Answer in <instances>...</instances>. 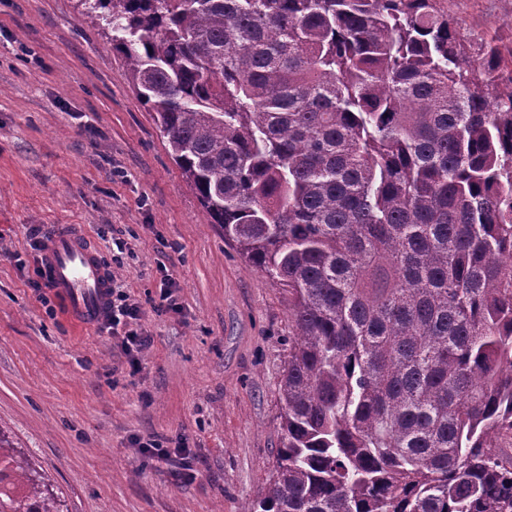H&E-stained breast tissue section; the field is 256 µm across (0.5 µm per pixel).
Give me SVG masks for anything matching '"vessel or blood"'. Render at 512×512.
Returning <instances> with one entry per match:
<instances>
[{
    "label": "vessel or blood",
    "instance_id": "vessel-or-blood-1",
    "mask_svg": "<svg viewBox=\"0 0 512 512\" xmlns=\"http://www.w3.org/2000/svg\"><path fill=\"white\" fill-rule=\"evenodd\" d=\"M45 278L66 304L76 323L89 327L104 312L112 272L81 231L59 228L51 232L42 252Z\"/></svg>",
    "mask_w": 512,
    "mask_h": 512
}]
</instances>
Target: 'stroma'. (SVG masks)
<instances>
[{"label":"stroma","mask_w":512,"mask_h":512,"mask_svg":"<svg viewBox=\"0 0 512 512\" xmlns=\"http://www.w3.org/2000/svg\"><path fill=\"white\" fill-rule=\"evenodd\" d=\"M446 4L512 45V0ZM60 224L141 303L137 365L39 301L38 243ZM289 342L287 295L207 222L102 24L78 0H0V427L67 512H242L279 445Z\"/></svg>","instance_id":"stroma-1"}]
</instances>
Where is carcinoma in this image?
I'll list each match as a JSON object with an SVG mask.
<instances>
[{
	"label": "carcinoma",
	"mask_w": 512,
	"mask_h": 512,
	"mask_svg": "<svg viewBox=\"0 0 512 512\" xmlns=\"http://www.w3.org/2000/svg\"><path fill=\"white\" fill-rule=\"evenodd\" d=\"M210 224L288 294L244 512H512V46L443 0H86ZM0 431V512H63Z\"/></svg>",
	"instance_id": "obj_1"
}]
</instances>
